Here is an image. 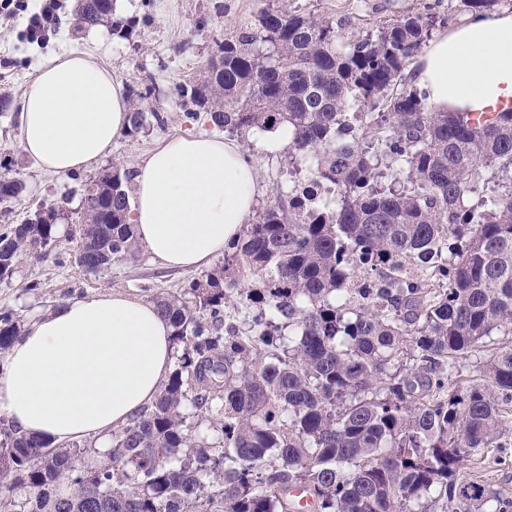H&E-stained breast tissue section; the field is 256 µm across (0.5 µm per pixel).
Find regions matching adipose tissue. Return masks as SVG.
Returning <instances> with one entry per match:
<instances>
[{"label":"adipose tissue","mask_w":512,"mask_h":512,"mask_svg":"<svg viewBox=\"0 0 512 512\" xmlns=\"http://www.w3.org/2000/svg\"><path fill=\"white\" fill-rule=\"evenodd\" d=\"M413 84L436 111H475L512 95V13L470 16L412 62ZM122 82L92 56L41 66L19 115L36 169L67 174L107 156L129 128ZM129 214L163 269H199L236 242L253 214L257 169L234 139L183 135L133 167ZM171 327L148 300L117 291L66 300L33 319L0 358V414L17 433L53 445L101 440L151 406L173 367Z\"/></svg>","instance_id":"adipose-tissue-1"}]
</instances>
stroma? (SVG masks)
<instances>
[{
	"label": "stroma",
	"instance_id": "35a3bbf8",
	"mask_svg": "<svg viewBox=\"0 0 512 512\" xmlns=\"http://www.w3.org/2000/svg\"><path fill=\"white\" fill-rule=\"evenodd\" d=\"M60 2L62 22L41 42L26 38L24 20L0 23V94L11 100L9 110L0 113V164L23 184L8 209L0 208V229L22 223L43 205H67L65 217L58 222L56 246L45 255L24 258L12 278L0 283V306L11 308L26 323L64 300L110 289L148 300L160 292H183L198 278L195 270L159 268L143 249L133 260L100 273L87 272L73 261L76 243L71 234L90 180L115 165L130 171L137 159L163 140L211 134L206 123L187 119L179 90L203 74L216 42L253 24L260 11L283 4L301 14L345 18L350 22L349 33L355 36L376 32L406 15L436 14L444 31L466 18L460 0H118L116 11L128 20V28L115 30L104 24L88 29L77 21L76 0ZM72 51L95 55L126 88L151 84V101L166 124L135 136L122 135L111 153L88 169L64 175L44 173L30 165L20 147L21 101L41 65ZM244 147L258 168V204L267 206L288 179V159L281 151H259L250 141Z\"/></svg>",
	"mask_w": 512,
	"mask_h": 512
}]
</instances>
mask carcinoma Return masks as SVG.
<instances>
[{"label":"carcinoma","instance_id":"carcinoma-1","mask_svg":"<svg viewBox=\"0 0 512 512\" xmlns=\"http://www.w3.org/2000/svg\"><path fill=\"white\" fill-rule=\"evenodd\" d=\"M85 0L87 27L121 21ZM436 16L346 37V19L262 10L180 89L186 116L246 140L292 131L291 189L243 225L221 265L153 302L176 365L104 454L17 436L0 422L3 512H512L471 460L512 432V112L474 123L403 85ZM128 134L165 119L134 92ZM360 105L358 112L351 106ZM75 262L137 252L126 176L89 181ZM20 182L0 174V203ZM59 206L0 231V282L56 241ZM232 306L243 320L225 314ZM0 309V354L20 335ZM471 363L470 376L449 383ZM193 416L212 443L197 440Z\"/></svg>","mask_w":512,"mask_h":512}]
</instances>
